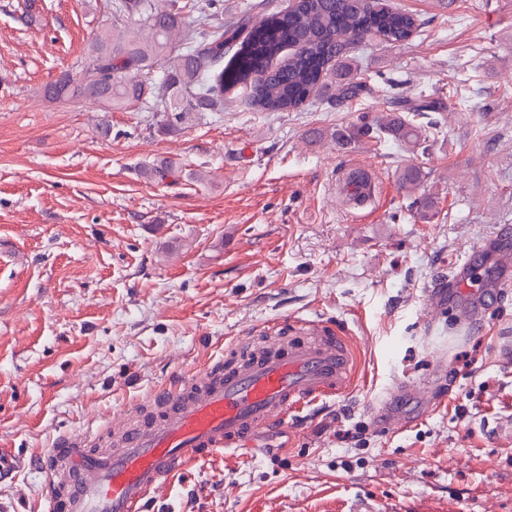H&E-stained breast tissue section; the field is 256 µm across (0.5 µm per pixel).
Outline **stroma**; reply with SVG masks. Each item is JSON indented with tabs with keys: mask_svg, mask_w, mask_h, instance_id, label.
<instances>
[{
	"mask_svg": "<svg viewBox=\"0 0 512 512\" xmlns=\"http://www.w3.org/2000/svg\"><path fill=\"white\" fill-rule=\"evenodd\" d=\"M390 2L417 32L351 45L352 67L407 96L471 77L420 159L439 186L430 221L398 188L412 159L396 143L303 138L384 100L261 112L239 90L165 137L144 108L43 94L84 65L112 0H0V456L107 436L156 388L288 314L345 328L354 392L317 405L304 431L194 463L151 512H512V291L473 335L423 307L437 271L468 255L489 280L512 250V0ZM165 157L183 177L145 175ZM347 167L371 172L368 201L342 200ZM197 170L210 180H189ZM438 356L446 402L403 396L392 409L408 425L375 430L384 389L423 385ZM0 512H46L40 474L0 480Z\"/></svg>",
	"mask_w": 512,
	"mask_h": 512,
	"instance_id": "stroma-1",
	"label": "stroma"
}]
</instances>
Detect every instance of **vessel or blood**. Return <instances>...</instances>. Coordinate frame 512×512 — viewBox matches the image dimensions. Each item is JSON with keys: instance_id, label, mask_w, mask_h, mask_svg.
Listing matches in <instances>:
<instances>
[{"instance_id": "vessel-or-blood-1", "label": "vessel or blood", "mask_w": 512, "mask_h": 512, "mask_svg": "<svg viewBox=\"0 0 512 512\" xmlns=\"http://www.w3.org/2000/svg\"><path fill=\"white\" fill-rule=\"evenodd\" d=\"M341 179L364 196L375 190L361 170H343ZM471 279L469 263H455L427 289L426 308L442 312L457 304L460 324L476 330L488 300L512 290V253L502 252L499 278L473 294ZM281 327L284 336L261 349L251 336L238 337L231 350L239 363L219 361L157 388L146 402L148 415L120 431L112 452L95 451L87 435L58 436L32 461L49 492L50 512H149L158 492L193 463L250 448L257 432L291 427L305 407L353 390L357 358L344 330L297 317ZM408 391L399 382L388 389L372 412L376 430L403 427L389 408Z\"/></svg>"}]
</instances>
